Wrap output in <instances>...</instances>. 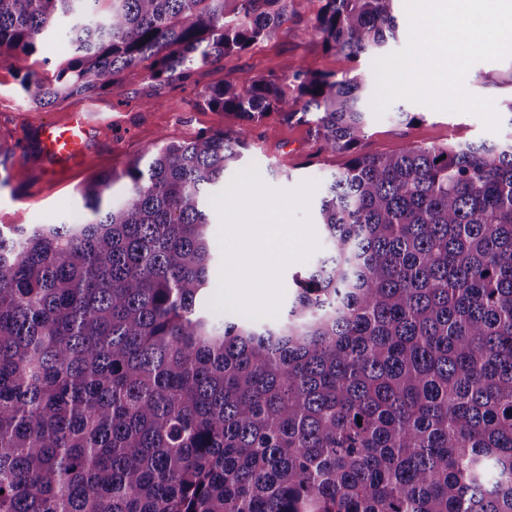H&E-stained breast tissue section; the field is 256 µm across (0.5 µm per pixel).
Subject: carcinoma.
Masks as SVG:
<instances>
[{
  "label": "carcinoma",
  "instance_id": "1",
  "mask_svg": "<svg viewBox=\"0 0 512 512\" xmlns=\"http://www.w3.org/2000/svg\"><path fill=\"white\" fill-rule=\"evenodd\" d=\"M100 2L0 0L31 103L93 98L147 59L155 82L186 78L295 16ZM319 2L325 52L396 37L397 0ZM59 33L71 57L47 84L27 59ZM483 80L512 88V67ZM365 93L301 64L206 87L238 128L98 177L80 224L0 225V512H512V142L362 154ZM271 114L348 156L317 202L327 251L285 317L217 319L208 197Z\"/></svg>",
  "mask_w": 512,
  "mask_h": 512
}]
</instances>
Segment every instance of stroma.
<instances>
[{
    "instance_id": "1",
    "label": "stroma",
    "mask_w": 512,
    "mask_h": 512,
    "mask_svg": "<svg viewBox=\"0 0 512 512\" xmlns=\"http://www.w3.org/2000/svg\"><path fill=\"white\" fill-rule=\"evenodd\" d=\"M297 12L271 38L258 42L221 62L193 70L188 78L166 83L151 81V64L142 62L122 73L111 91L93 99L71 97L53 106L32 105L20 88V74L7 54L0 52V141L14 146V166L22 172L9 186L0 188V225L56 224L79 218L81 189L95 176L122 172L126 165L151 147L172 141H186L202 132L237 126L235 116L198 105L197 94L204 87L235 81L246 76L282 72L286 65L301 63L309 69L337 75L353 70L361 74L367 88H374L373 55L358 62L343 55L322 51L302 36L319 8V0H295ZM512 68V56L475 63L464 86L476 97L493 101L499 118L497 130H489L477 115L467 112L436 111L406 99L395 100L383 115L369 114L367 135L360 150L386 154L409 145H442L451 141H493L512 139V89L484 84L488 73ZM86 111L97 135L106 141L72 167H54L40 152L39 131L48 122L61 123L74 111ZM420 114V121L401 122L399 112ZM251 150L242 167H255L261 181L276 190H292L312 181L324 186L331 171L345 158L323 149L309 125L288 123L272 115L250 126Z\"/></svg>"
}]
</instances>
